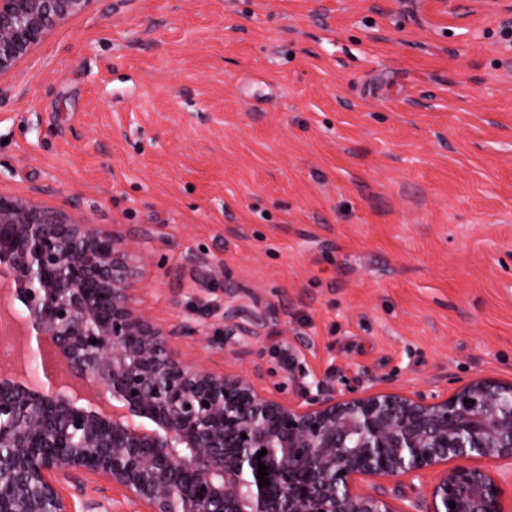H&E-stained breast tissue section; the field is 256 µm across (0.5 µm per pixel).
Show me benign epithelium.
Returning a JSON list of instances; mask_svg holds the SVG:
<instances>
[{
    "label": "benign epithelium",
    "mask_w": 512,
    "mask_h": 512,
    "mask_svg": "<svg viewBox=\"0 0 512 512\" xmlns=\"http://www.w3.org/2000/svg\"><path fill=\"white\" fill-rule=\"evenodd\" d=\"M94 2L0 0L1 104L39 45ZM143 262L116 229L0 192V286L25 308L24 343L66 371L52 386L0 376V512H75L64 489L84 476L146 512H417L373 483L392 478L425 494L426 512H512V481L487 467L512 465V382L303 405L183 358L188 326L158 327L134 305ZM221 335L238 354L257 331L230 308Z\"/></svg>",
    "instance_id": "1"
}]
</instances>
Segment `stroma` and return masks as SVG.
Listing matches in <instances>:
<instances>
[{"label":"stroma","instance_id":"stroma-1","mask_svg":"<svg viewBox=\"0 0 512 512\" xmlns=\"http://www.w3.org/2000/svg\"><path fill=\"white\" fill-rule=\"evenodd\" d=\"M452 3L95 0L0 106V191L119 225L137 307L213 372L510 381L512 37ZM230 306L244 357L207 337Z\"/></svg>","mask_w":512,"mask_h":512}]
</instances>
